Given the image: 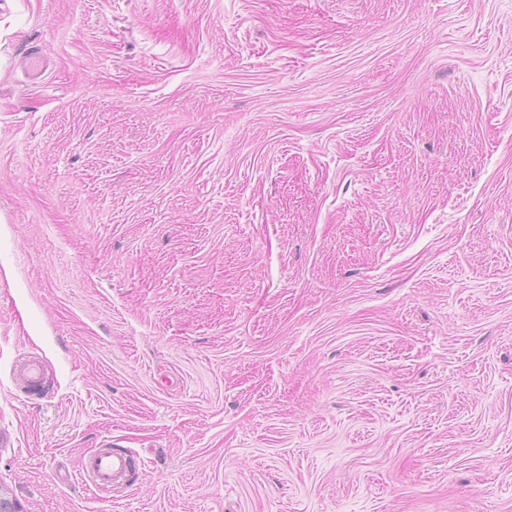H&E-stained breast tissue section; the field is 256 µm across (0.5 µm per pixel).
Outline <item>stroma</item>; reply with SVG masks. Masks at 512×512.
I'll return each instance as SVG.
<instances>
[{
  "instance_id": "stroma-1",
  "label": "stroma",
  "mask_w": 512,
  "mask_h": 512,
  "mask_svg": "<svg viewBox=\"0 0 512 512\" xmlns=\"http://www.w3.org/2000/svg\"><path fill=\"white\" fill-rule=\"evenodd\" d=\"M0 494L512 512V0H0ZM106 448L110 449L96 453L82 468V479L94 487L121 486L139 471L136 458H141L126 448Z\"/></svg>"
}]
</instances>
